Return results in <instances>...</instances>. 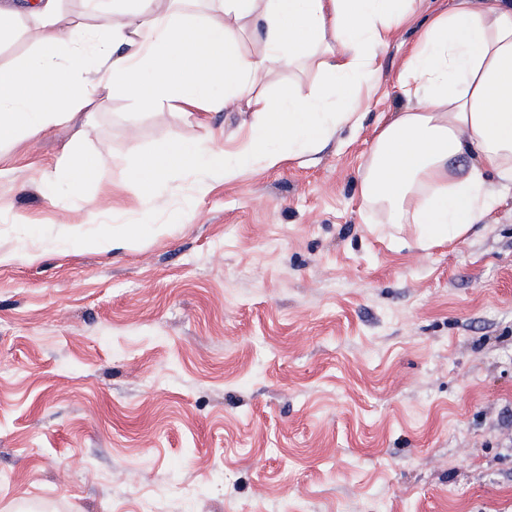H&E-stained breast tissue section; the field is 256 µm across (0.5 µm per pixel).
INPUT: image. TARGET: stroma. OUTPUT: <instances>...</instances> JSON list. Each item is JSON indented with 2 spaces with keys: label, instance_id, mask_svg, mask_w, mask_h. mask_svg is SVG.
Returning a JSON list of instances; mask_svg holds the SVG:
<instances>
[{
  "label": "stroma",
  "instance_id": "1",
  "mask_svg": "<svg viewBox=\"0 0 512 512\" xmlns=\"http://www.w3.org/2000/svg\"><path fill=\"white\" fill-rule=\"evenodd\" d=\"M447 4L415 0L361 126L319 153L169 175L192 214L162 235L130 232L131 167L210 132L233 149L249 113L132 122L112 94L81 142L95 224L40 188L74 129L0 155V512H512V198L423 250L358 197L408 106L402 46Z\"/></svg>",
  "mask_w": 512,
  "mask_h": 512
}]
</instances>
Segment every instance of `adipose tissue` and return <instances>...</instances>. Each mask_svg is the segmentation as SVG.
Masks as SVG:
<instances>
[{
  "label": "adipose tissue",
  "mask_w": 512,
  "mask_h": 512,
  "mask_svg": "<svg viewBox=\"0 0 512 512\" xmlns=\"http://www.w3.org/2000/svg\"><path fill=\"white\" fill-rule=\"evenodd\" d=\"M0 0V43L29 34L32 51L0 64V144L85 124L112 91L135 110L177 111L190 126L236 106L253 116L233 152L213 138L175 140L141 158L133 177L153 189L173 171L231 181L274 168L289 151L314 153L358 127L380 57L412 16L413 0ZM259 43L245 52L239 40ZM312 63L327 93L257 87L271 69ZM411 106L379 127L360 173L362 209L414 224L417 245L453 242L512 196V0H450L408 49L397 78ZM223 94H216V84ZM91 159L78 144L43 167L80 197Z\"/></svg>",
  "instance_id": "adipose-tissue-1"
}]
</instances>
